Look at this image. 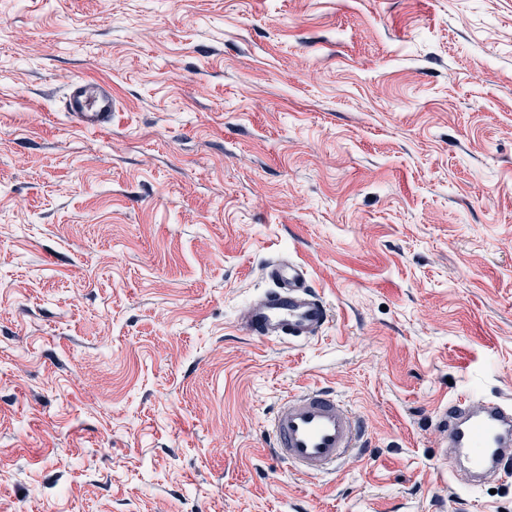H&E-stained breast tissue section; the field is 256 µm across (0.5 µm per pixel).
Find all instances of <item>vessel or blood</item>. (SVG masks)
<instances>
[{
    "label": "vessel or blood",
    "instance_id": "1",
    "mask_svg": "<svg viewBox=\"0 0 512 512\" xmlns=\"http://www.w3.org/2000/svg\"><path fill=\"white\" fill-rule=\"evenodd\" d=\"M64 110L85 130L107 129L115 110L112 90L104 83L74 80ZM266 274L273 286L249 305L242 330L288 343L318 338L331 311L311 286L306 268L277 261ZM437 419L442 465L453 482L481 486L503 473L504 463L512 459L511 397H455L439 407ZM359 435L360 424L351 408L322 388L282 398L268 421L273 455L307 476L333 472Z\"/></svg>",
    "mask_w": 512,
    "mask_h": 512
}]
</instances>
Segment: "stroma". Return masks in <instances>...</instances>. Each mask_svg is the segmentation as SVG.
Wrapping results in <instances>:
<instances>
[{"mask_svg": "<svg viewBox=\"0 0 512 512\" xmlns=\"http://www.w3.org/2000/svg\"><path fill=\"white\" fill-rule=\"evenodd\" d=\"M278 259L312 342L241 331ZM318 387L365 445L309 477L266 422ZM469 393L512 396V0H0V512H512L440 474ZM64 112L84 130L107 129L112 126V113L115 112L112 89L105 83L74 80L64 99Z\"/></svg>", "mask_w": 512, "mask_h": 512, "instance_id": "stroma-1", "label": "stroma"}]
</instances>
